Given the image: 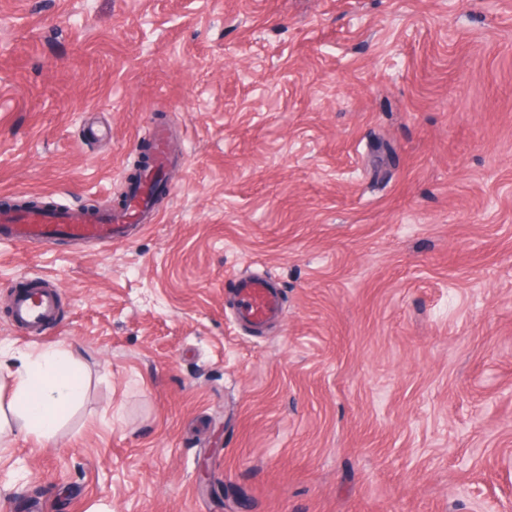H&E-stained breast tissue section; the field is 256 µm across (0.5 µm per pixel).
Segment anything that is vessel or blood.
<instances>
[{
  "label": "vessel or blood",
  "mask_w": 512,
  "mask_h": 512,
  "mask_svg": "<svg viewBox=\"0 0 512 512\" xmlns=\"http://www.w3.org/2000/svg\"><path fill=\"white\" fill-rule=\"evenodd\" d=\"M156 167L137 182L131 183L125 203L118 209L97 212L63 205L47 208L32 206L19 210L0 207V244L28 245L68 241L109 245L128 240L133 229L156 223L154 198L160 185V171L171 156L168 131L161 125L148 132ZM236 318L242 326L260 331L282 316V302L277 281L269 275L253 273L232 280ZM58 295L50 289L38 292L17 289L12 298L11 323L27 336H42L56 319Z\"/></svg>",
  "instance_id": "1"
}]
</instances>
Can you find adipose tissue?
<instances>
[{
    "instance_id": "ef3b65f1",
    "label": "adipose tissue",
    "mask_w": 512,
    "mask_h": 512,
    "mask_svg": "<svg viewBox=\"0 0 512 512\" xmlns=\"http://www.w3.org/2000/svg\"><path fill=\"white\" fill-rule=\"evenodd\" d=\"M9 397L0 396V433L10 429L40 440L55 437L69 409L84 396L74 353L64 347L17 356Z\"/></svg>"
}]
</instances>
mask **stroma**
I'll use <instances>...</instances> for the list:
<instances>
[{"label": "stroma", "instance_id": "stroma-1", "mask_svg": "<svg viewBox=\"0 0 512 512\" xmlns=\"http://www.w3.org/2000/svg\"><path fill=\"white\" fill-rule=\"evenodd\" d=\"M155 123L157 223L0 245L86 379L0 512H512V0H0V202L117 204ZM233 297L236 318L242 326L261 331L282 316L280 288L271 275L235 276Z\"/></svg>", "mask_w": 512, "mask_h": 512}]
</instances>
